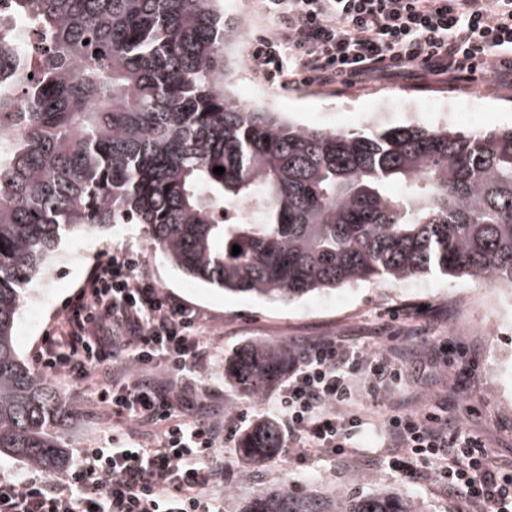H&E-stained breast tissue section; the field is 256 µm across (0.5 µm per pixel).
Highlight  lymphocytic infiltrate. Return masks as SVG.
<instances>
[{
	"instance_id": "f902f5d3",
	"label": "lymphocytic infiltrate",
	"mask_w": 512,
	"mask_h": 512,
	"mask_svg": "<svg viewBox=\"0 0 512 512\" xmlns=\"http://www.w3.org/2000/svg\"><path fill=\"white\" fill-rule=\"evenodd\" d=\"M272 20L248 56L281 88H340L421 68L452 84L477 71L512 87V0H259ZM128 357L141 369L166 367V385L109 365ZM212 347L199 315L165 293L139 254L113 249L46 331L34 362L89 386L113 417L156 428L151 443L80 448L62 478L0 475V512H224L212 496L224 471L208 460L224 441L220 424L202 426L178 411L191 374L208 367ZM274 421L292 447L349 456L363 424L358 379H399L389 355L336 341L306 344L293 356ZM390 466L433 481L474 512H512V470L480 436L431 412L385 417Z\"/></svg>"
}]
</instances>
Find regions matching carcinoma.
Returning <instances> with one entry per match:
<instances>
[{
	"label": "carcinoma",
	"mask_w": 512,
	"mask_h": 512,
	"mask_svg": "<svg viewBox=\"0 0 512 512\" xmlns=\"http://www.w3.org/2000/svg\"><path fill=\"white\" fill-rule=\"evenodd\" d=\"M10 8L39 48L0 27V453L49 474L68 467L55 432L66 405L18 355L13 330L30 282L89 227L141 224L183 275L258 297L432 273L512 287V128L328 132L244 106L228 54L243 29L220 0ZM251 202L253 221L217 215ZM288 356L284 343L253 342L224 378L255 397ZM280 447L266 426L240 441L257 465ZM243 512L420 510L397 492L285 486Z\"/></svg>",
	"instance_id": "obj_1"
}]
</instances>
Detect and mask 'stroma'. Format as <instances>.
<instances>
[{
  "label": "stroma",
  "mask_w": 512,
  "mask_h": 512,
  "mask_svg": "<svg viewBox=\"0 0 512 512\" xmlns=\"http://www.w3.org/2000/svg\"><path fill=\"white\" fill-rule=\"evenodd\" d=\"M257 88L289 121L327 131L370 130V118L377 113L384 128L408 123L427 126L437 98L476 99L481 130L512 127V89H503L491 80L464 92L442 77L400 75L337 92L306 85L284 91L251 69L233 79L236 98L250 96ZM116 247L139 253L164 291L200 312L201 330L213 340L209 371L195 383L202 394L201 403L191 417L207 424L236 415L243 418L214 458L232 473L219 490L224 512H244L253 494L283 485L298 495L339 486L352 487L361 495L397 487L414 497L422 512H468L464 500L448 499L415 476L389 466L380 436L382 416L390 409H428L445 418L460 419L464 428L483 438L502 464L512 463V297H503V318L493 328L483 304L475 302L463 310L453 299L457 292L501 293L502 284L430 275L401 282H363L292 300L231 294L183 276L142 226L115 224L64 240L50 263V277L31 282L28 296L36 301L38 311L33 314L21 308L14 327L21 357L32 359L45 331L56 322L95 263ZM330 339L379 353L392 352L407 372L402 380L375 389L361 387L371 421L354 439L355 456L314 453L302 460L298 449L287 446L269 464H241L237 459L239 441L254 424L271 418L281 384L272 382L258 397H243L224 377L225 360L255 341H285L297 348ZM49 380L71 407L55 426L67 452L108 446L114 436L128 441V424L94 406L83 387L63 374L50 375ZM357 474L363 480L356 484L352 478Z\"/></svg>",
  "instance_id": "obj_1"
}]
</instances>
